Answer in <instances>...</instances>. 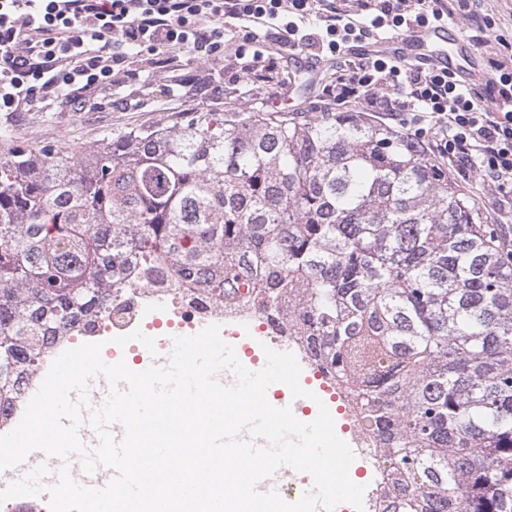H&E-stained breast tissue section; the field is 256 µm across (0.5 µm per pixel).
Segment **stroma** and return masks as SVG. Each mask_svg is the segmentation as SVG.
Wrapping results in <instances>:
<instances>
[{"instance_id": "35a3bbf8", "label": "stroma", "mask_w": 512, "mask_h": 512, "mask_svg": "<svg viewBox=\"0 0 512 512\" xmlns=\"http://www.w3.org/2000/svg\"><path fill=\"white\" fill-rule=\"evenodd\" d=\"M242 43L239 37L230 42L223 62L217 64L204 63L188 54L181 55L185 71L205 77L206 86L196 85L186 91L170 84L163 71L148 68L128 104L110 103L85 112L66 108L16 115L0 112V131H9L19 145L40 142L54 146H90L109 133L167 123L180 112L213 111L207 91L211 84L223 86L224 104L228 107L264 108L270 96L279 92L290 95L289 111L314 113L321 109L323 87L331 78L329 71H321L315 82L305 81L301 58L268 39L258 43L257 48L264 54L273 55L277 66L268 73L266 82L256 84L246 73L245 60L237 54Z\"/></svg>"}]
</instances>
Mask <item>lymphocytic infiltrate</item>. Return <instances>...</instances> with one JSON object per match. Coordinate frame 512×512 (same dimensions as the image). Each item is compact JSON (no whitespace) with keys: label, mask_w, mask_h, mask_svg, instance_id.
<instances>
[{"label":"lymphocytic infiltrate","mask_w":512,"mask_h":512,"mask_svg":"<svg viewBox=\"0 0 512 512\" xmlns=\"http://www.w3.org/2000/svg\"><path fill=\"white\" fill-rule=\"evenodd\" d=\"M475 0H0V112H83L113 86H135L142 59L173 68L177 54L224 58V36L273 38L335 64L324 111L359 105L385 113L449 170L474 172L512 211V46L489 57L484 82L387 55L350 57L355 45L459 18L489 46L490 15Z\"/></svg>","instance_id":"1"}]
</instances>
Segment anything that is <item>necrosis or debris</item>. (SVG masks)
Instances as JSON below:
<instances>
[{"label": "necrosis or debris", "mask_w": 512, "mask_h": 512, "mask_svg": "<svg viewBox=\"0 0 512 512\" xmlns=\"http://www.w3.org/2000/svg\"><path fill=\"white\" fill-rule=\"evenodd\" d=\"M213 323L226 330L247 327L262 336L278 334L269 318L256 306L244 302L227 305L205 291L169 286L162 274L153 276L150 284H134L114 291L105 311L77 320L66 333L50 340L33 375L21 382L5 416L0 417V435L18 425L53 361L75 345L164 336L176 328L193 331ZM336 397L356 433L359 456L368 460L373 470V477L365 488L369 512H394L392 475L388 463L375 449L374 427L363 418L348 395L340 391Z\"/></svg>", "instance_id": "necrosis-or-debris-1"}]
</instances>
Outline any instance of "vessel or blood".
I'll use <instances>...</instances> for the list:
<instances>
[{
    "instance_id": "1",
    "label": "vessel or blood",
    "mask_w": 512,
    "mask_h": 512,
    "mask_svg": "<svg viewBox=\"0 0 512 512\" xmlns=\"http://www.w3.org/2000/svg\"><path fill=\"white\" fill-rule=\"evenodd\" d=\"M377 51L401 59H421L432 66L446 69L458 74H466L476 67V53L469 43L460 40L452 33L445 23H435L410 30L404 36L382 41L376 45ZM227 341L234 349L239 361L249 370L263 368L266 359L256 356L255 350L261 343L260 337H241L240 334L228 336ZM47 465L49 470L56 471L62 466L60 459L45 455L43 452H31L25 460L15 467V478H23L40 465ZM286 469H279L274 476L262 479L257 489L266 493L277 491L283 494L286 501L299 500V493L287 492L285 488Z\"/></svg>"
}]
</instances>
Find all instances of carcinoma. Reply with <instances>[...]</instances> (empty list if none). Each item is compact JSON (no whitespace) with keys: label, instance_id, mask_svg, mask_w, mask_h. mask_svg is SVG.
I'll use <instances>...</instances> for the list:
<instances>
[{"label":"carcinoma","instance_id":"1","mask_svg":"<svg viewBox=\"0 0 512 512\" xmlns=\"http://www.w3.org/2000/svg\"><path fill=\"white\" fill-rule=\"evenodd\" d=\"M132 267L254 301L365 379L399 512H512V260L407 134L256 107L90 147L0 134V404Z\"/></svg>","mask_w":512,"mask_h":512}]
</instances>
